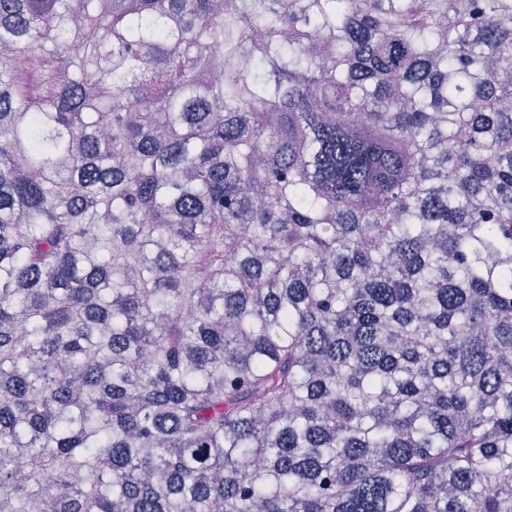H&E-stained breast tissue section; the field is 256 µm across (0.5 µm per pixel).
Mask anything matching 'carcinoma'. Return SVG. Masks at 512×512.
Returning a JSON list of instances; mask_svg holds the SVG:
<instances>
[{"label": "carcinoma", "instance_id": "1", "mask_svg": "<svg viewBox=\"0 0 512 512\" xmlns=\"http://www.w3.org/2000/svg\"><path fill=\"white\" fill-rule=\"evenodd\" d=\"M0 512H512V0H0Z\"/></svg>", "mask_w": 512, "mask_h": 512}]
</instances>
